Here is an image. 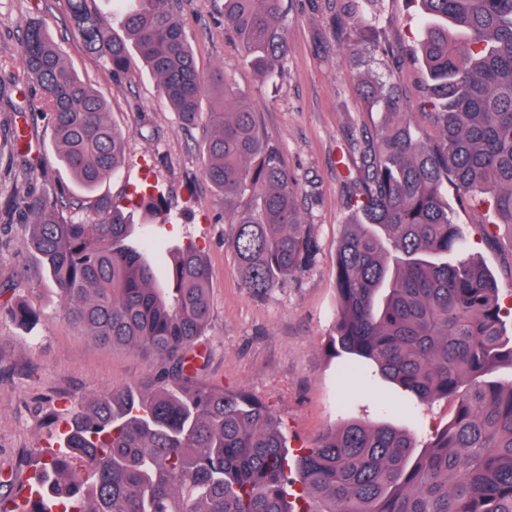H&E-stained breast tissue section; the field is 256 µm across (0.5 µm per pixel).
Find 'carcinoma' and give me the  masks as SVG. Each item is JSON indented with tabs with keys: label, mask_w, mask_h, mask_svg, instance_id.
I'll list each match as a JSON object with an SVG mask.
<instances>
[{
	"label": "carcinoma",
	"mask_w": 512,
	"mask_h": 512,
	"mask_svg": "<svg viewBox=\"0 0 512 512\" xmlns=\"http://www.w3.org/2000/svg\"><path fill=\"white\" fill-rule=\"evenodd\" d=\"M77 31L112 75L138 54L180 122L206 120L203 173L224 202L243 201L230 224L237 274L249 294L284 285L311 266L312 225L280 149L227 72L204 75L166 0H68ZM414 50L439 140L404 112L397 85L363 83L372 109L391 116L356 144L362 167L353 213L336 250L337 316L331 357L345 378L366 368L423 402L453 397L448 427L421 446L386 421L348 420L297 455L270 405L245 390L198 382L189 353L211 319V270L196 245L175 248L165 277L150 258L156 240L134 220L170 224L164 202L135 193L96 195L123 164L124 133L108 101L67 63L45 19L28 20L21 61L53 129L58 161L89 196L76 219L53 189L18 191L24 249L47 274L65 320L107 347L163 361L151 393L110 390L69 412L63 447L49 448L0 512H512V381H486L512 363L492 274L458 254L463 237L443 188L488 204L512 236V0H418ZM241 60L273 84L288 58L286 0H223ZM381 47L363 0H336V26ZM124 30L113 35L112 25ZM211 97L208 112L204 96ZM20 327L41 317L16 289H0V316Z\"/></svg>",
	"instance_id": "carcinoma-1"
}]
</instances>
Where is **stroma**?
<instances>
[{"label":"stroma","mask_w":512,"mask_h":512,"mask_svg":"<svg viewBox=\"0 0 512 512\" xmlns=\"http://www.w3.org/2000/svg\"><path fill=\"white\" fill-rule=\"evenodd\" d=\"M169 5L199 69L226 68L250 100L265 136L282 150L298 183L302 217L316 240L313 266L262 296L248 294L226 241V216L239 214L242 206L225 202L203 174L204 128H182L138 57L129 58L124 77H112L87 49L66 0H0V285L12 284L16 268L36 261L22 247L25 227L12 207L16 186L62 187L68 199L86 200L56 160L51 126L24 79L20 40L27 19L39 16L68 63L108 100L110 119L125 134V164L119 176L100 185L99 194L121 200L147 188L165 198L176 220L158 227L155 261H163L167 248L189 241L204 250L212 316L195 347L199 381L243 389L272 405L292 449L310 447L329 427L350 418L385 420L427 441L447 426L453 399L420 406L408 397L403 406H386L355 382L352 404L341 406L337 363L326 348L337 309L336 245L361 165L352 144L381 121L380 113L368 111L357 83L368 74L392 77L405 93L413 123L428 139L438 137L423 102V75L411 55L421 38L417 0L372 5L386 46L401 59L393 70L369 44L337 34L331 0H291L288 62L274 86L241 62L224 26L221 0H169ZM446 196L468 255L494 274L502 305L512 304V237L493 229L485 207L454 187H447ZM24 296L41 312L35 329L0 316V475L13 473L21 480L31 459L62 445L71 405L111 389H153L164 372L161 363L130 349L101 346L69 326L49 278Z\"/></svg>","instance_id":"1"}]
</instances>
